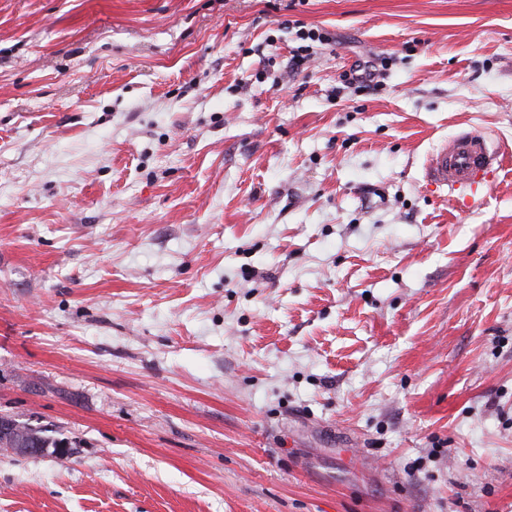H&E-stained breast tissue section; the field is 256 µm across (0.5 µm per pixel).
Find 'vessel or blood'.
<instances>
[{
	"label": "vessel or blood",
	"instance_id": "1",
	"mask_svg": "<svg viewBox=\"0 0 512 512\" xmlns=\"http://www.w3.org/2000/svg\"><path fill=\"white\" fill-rule=\"evenodd\" d=\"M502 164L503 156L488 136L464 130L429 155L425 178L437 190L466 205L477 201Z\"/></svg>",
	"mask_w": 512,
	"mask_h": 512
}]
</instances>
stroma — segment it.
I'll list each match as a JSON object with an SVG mask.
<instances>
[{"label":"stroma","mask_w":512,"mask_h":512,"mask_svg":"<svg viewBox=\"0 0 512 512\" xmlns=\"http://www.w3.org/2000/svg\"><path fill=\"white\" fill-rule=\"evenodd\" d=\"M0 414V512H512V0H0ZM378 61L382 69L387 67V58L366 61L362 65H355V70L353 69V73H350V76L346 78L347 83L356 86V88L360 90L370 88L380 72V69L378 68ZM502 164L503 156L488 136L463 130L429 155L425 178L429 185L467 205L478 200ZM27 431L38 436L43 444V448L31 447L27 439V434L20 430L12 417L0 415V451L16 453L18 455H41L45 453L46 448H54L55 453L58 447V441L49 435L51 430L44 427H37L27 421L21 422ZM45 447V448H44Z\"/></svg>","instance_id":"35a3bbf8"}]
</instances>
